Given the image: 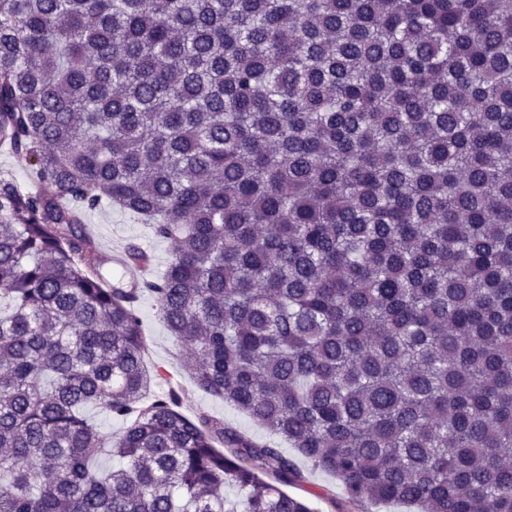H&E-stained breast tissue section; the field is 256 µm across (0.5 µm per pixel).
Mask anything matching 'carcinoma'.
Listing matches in <instances>:
<instances>
[{"mask_svg": "<svg viewBox=\"0 0 512 512\" xmlns=\"http://www.w3.org/2000/svg\"><path fill=\"white\" fill-rule=\"evenodd\" d=\"M0 147L35 185L0 172V512H311L152 393L144 294L351 498L512 512L509 0H0ZM106 199L174 242L154 278L112 275ZM85 415L97 424L100 433L103 435L105 442H109L115 437H119L125 423L119 419L113 418L106 410L96 404H89L84 409Z\"/></svg>", "mask_w": 512, "mask_h": 512, "instance_id": "1", "label": "carcinoma"}]
</instances>
